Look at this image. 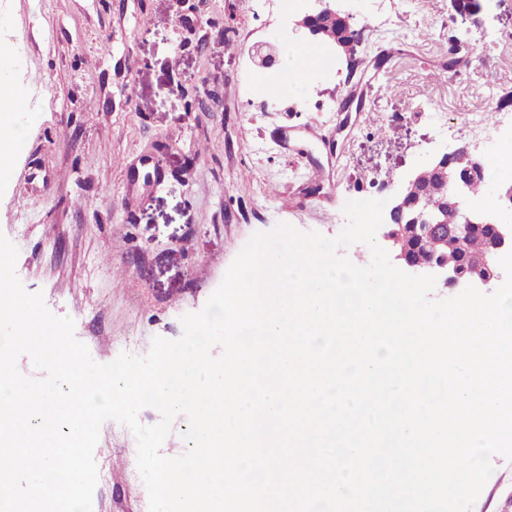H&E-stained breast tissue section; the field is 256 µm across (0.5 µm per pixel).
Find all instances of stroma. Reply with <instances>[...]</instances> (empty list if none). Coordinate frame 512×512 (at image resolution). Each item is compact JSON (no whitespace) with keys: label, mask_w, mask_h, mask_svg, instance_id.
<instances>
[{"label":"stroma","mask_w":512,"mask_h":512,"mask_svg":"<svg viewBox=\"0 0 512 512\" xmlns=\"http://www.w3.org/2000/svg\"><path fill=\"white\" fill-rule=\"evenodd\" d=\"M350 8L362 30L353 55L270 102L250 84L249 49L290 37L266 0H0V32L26 49L22 62L0 58V86L36 116L14 175L0 180V234L18 249L25 289L73 318L96 362L181 337L182 316L204 307L254 234L286 223L335 237L346 202L392 196L403 176L512 110V0ZM452 36L470 64L436 78ZM395 37L400 54L375 69ZM354 88L363 112L339 111ZM142 159L160 163V184L131 187L125 164ZM316 165L329 175L313 192ZM33 169L55 182L23 209ZM100 438L112 454L97 512H148L146 487L130 478L134 435L109 420ZM507 465L495 457L473 512H512Z\"/></svg>","instance_id":"1"}]
</instances>
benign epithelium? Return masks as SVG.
<instances>
[{
  "mask_svg": "<svg viewBox=\"0 0 512 512\" xmlns=\"http://www.w3.org/2000/svg\"><path fill=\"white\" fill-rule=\"evenodd\" d=\"M354 14L338 4V0H309L308 7L293 20L292 32L298 39L316 37L333 51L347 54L361 30L353 26ZM276 46L259 41L250 48L255 66L267 69L276 61ZM482 157L477 150L460 146L445 152L400 180L393 193L383 239L400 261L401 268L415 274H434L443 287L478 289L492 288L505 272L499 259L512 251V186H492L488 196L493 207L475 209L469 206V182L479 171ZM435 183L440 196L429 211H418L415 203L420 194ZM453 211L454 224L443 232V214ZM493 228L496 239L494 256L480 262L467 273L457 265L448 264L443 252L448 238L458 250L475 225Z\"/></svg>",
  "mask_w": 512,
  "mask_h": 512,
  "instance_id": "obj_1",
  "label": "benign epithelium"
}]
</instances>
